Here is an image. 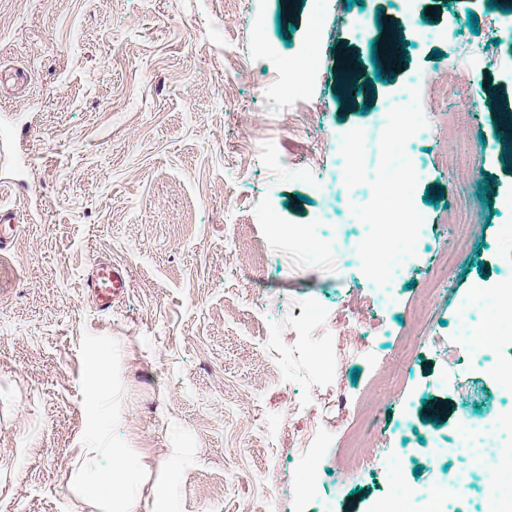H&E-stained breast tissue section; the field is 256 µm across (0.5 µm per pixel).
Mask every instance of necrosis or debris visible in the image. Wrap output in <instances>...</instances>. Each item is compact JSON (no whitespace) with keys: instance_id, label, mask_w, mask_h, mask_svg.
<instances>
[{"instance_id":"necrosis-or-debris-1","label":"necrosis or debris","mask_w":512,"mask_h":512,"mask_svg":"<svg viewBox=\"0 0 512 512\" xmlns=\"http://www.w3.org/2000/svg\"><path fill=\"white\" fill-rule=\"evenodd\" d=\"M430 126L423 115L410 111L406 99L394 100L383 113L376 135L363 130H345L336 137V175L329 183L318 185L317 191L328 197H343L350 203L349 217L355 224H377L381 230L374 238L353 243L343 235L323 241V249L336 256L367 257L381 251L382 267L366 266L380 303L391 306L395 280L412 260L414 249L422 240L424 220L413 195V181L406 142L428 134ZM383 150V167L371 166L367 156L371 148ZM473 305L486 309L483 324L463 322L457 340L461 347L484 348L488 336L512 338V281L487 291L475 289ZM512 429V414L495 419L486 427V443L472 444L473 427L462 423L455 432L452 444H435L431 458L443 461L458 454L481 459L491 457L495 462L492 473L496 487L493 512H512V448L498 445L497 438L504 429ZM388 493L377 500L372 512H393L396 502L407 504V512H448L450 501L460 499L463 487L457 477L438 475L424 491L410 488L401 477L399 464H388Z\"/></svg>"}]
</instances>
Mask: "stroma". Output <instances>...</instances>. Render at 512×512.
Listing matches in <instances>:
<instances>
[{
  "label": "stroma",
  "instance_id": "35a3bbf8",
  "mask_svg": "<svg viewBox=\"0 0 512 512\" xmlns=\"http://www.w3.org/2000/svg\"><path fill=\"white\" fill-rule=\"evenodd\" d=\"M0 0V205L19 235L0 256V512H103L80 469L109 467L118 449L138 466L140 512L171 487L170 512H371L397 459L412 488L437 472L424 437L512 408L493 374L512 341L492 336L476 358L456 342L459 305L512 280V168L496 134L512 102V32L489 28L490 0H321L323 62L301 95L284 64L309 32L310 0ZM477 29L467 25L469 13ZM385 15L395 54L376 77L365 22ZM450 26L445 40L433 33ZM499 40L493 64L459 52ZM356 63L372 90L338 97ZM469 70L459 103L442 73ZM434 121L412 145L414 198L426 220L419 260L392 308L378 304L361 263L272 240L320 217L345 238L348 204L314 190L332 177L336 134L376 130L403 86ZM473 144L476 176L459 186L442 118ZM443 195L434 206L425 195ZM453 272L426 294L433 262ZM96 259L132 274L102 313L84 280ZM326 316L311 323L308 303ZM100 368L102 405L87 394ZM454 403L437 428L424 403ZM369 469L348 470V450ZM85 448L102 454L84 460ZM321 453L308 496L301 458Z\"/></svg>",
  "mask_w": 512,
  "mask_h": 512
}]
</instances>
